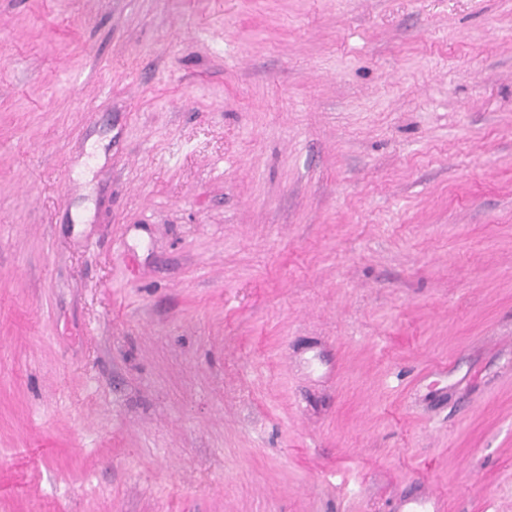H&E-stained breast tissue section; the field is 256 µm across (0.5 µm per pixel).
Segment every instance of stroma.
Wrapping results in <instances>:
<instances>
[{"label":"stroma","instance_id":"obj_1","mask_svg":"<svg viewBox=\"0 0 512 512\" xmlns=\"http://www.w3.org/2000/svg\"><path fill=\"white\" fill-rule=\"evenodd\" d=\"M512 512V0H0V512Z\"/></svg>","mask_w":512,"mask_h":512}]
</instances>
